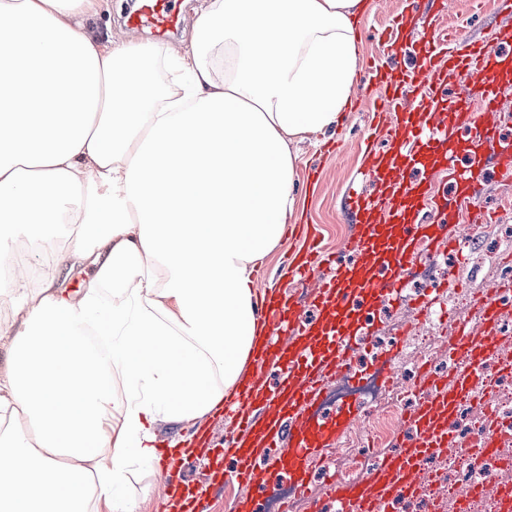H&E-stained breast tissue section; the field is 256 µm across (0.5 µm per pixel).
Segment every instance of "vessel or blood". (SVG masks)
Listing matches in <instances>:
<instances>
[{
    "instance_id": "b4317fda",
    "label": "vessel or blood",
    "mask_w": 512,
    "mask_h": 512,
    "mask_svg": "<svg viewBox=\"0 0 512 512\" xmlns=\"http://www.w3.org/2000/svg\"><path fill=\"white\" fill-rule=\"evenodd\" d=\"M449 14L448 0H404L403 13L380 32L384 56L368 71L386 142L366 151L361 182L347 189L354 230L342 252L322 254L314 240L287 264L289 278L310 281L306 303L319 311V321L304 319L291 293L259 290L266 334L252 352V376L224 398L233 434L208 461L211 485L230 478L249 487L236 512H258V501L283 479L305 489L324 450L338 447L357 416L351 410L318 417L326 377L353 376L351 341L373 313L399 301L414 263L460 250L467 229L484 221L477 198L487 172L512 176V141L498 131L500 104L512 96V55L505 52L512 26L498 28L493 43L477 42L447 31ZM126 24L168 34L182 24L179 0H140ZM400 53L415 59L414 69L388 66ZM453 74L470 79L467 97H448ZM410 90L417 94L411 112L403 107ZM417 170L425 179H413ZM511 292V284L495 286L477 303L476 325L459 322L448 347L451 370L424 373L423 397L406 413L392 451L359 480L332 481L328 491L342 512H386L394 500L416 495L428 460L464 447L455 421L463 405L481 406L473 389L497 352L502 296ZM271 371L278 375L272 387L265 383ZM260 464L262 482L255 479ZM156 468L163 492L182 488L183 512H203L175 455L162 453Z\"/></svg>"
}]
</instances>
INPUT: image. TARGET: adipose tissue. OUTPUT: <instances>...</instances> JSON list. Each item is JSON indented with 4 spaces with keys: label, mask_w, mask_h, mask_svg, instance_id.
Here are the masks:
<instances>
[{
    "label": "adipose tissue",
    "mask_w": 512,
    "mask_h": 512,
    "mask_svg": "<svg viewBox=\"0 0 512 512\" xmlns=\"http://www.w3.org/2000/svg\"><path fill=\"white\" fill-rule=\"evenodd\" d=\"M100 7L0 0V242L65 239L37 280L0 279V512H138L127 474L154 460L155 425L203 418L243 380L255 268L296 209L292 146L343 124L368 11L208 0L171 49L95 37Z\"/></svg>",
    "instance_id": "obj_1"
}]
</instances>
